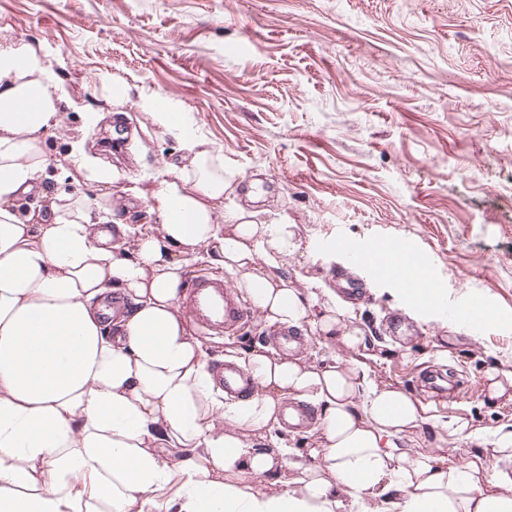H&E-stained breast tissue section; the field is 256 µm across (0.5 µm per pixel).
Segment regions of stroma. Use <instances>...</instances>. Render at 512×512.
<instances>
[{
  "mask_svg": "<svg viewBox=\"0 0 512 512\" xmlns=\"http://www.w3.org/2000/svg\"><path fill=\"white\" fill-rule=\"evenodd\" d=\"M2 40L36 49L73 101L44 137L48 186L101 196L70 158L83 129L86 152L126 174L110 188L123 221L159 224L129 187L179 145L135 103L171 101L237 174L225 211L311 242L278 275L335 293L381 379L416 394L431 368L460 394L428 416L512 422V402L488 396L490 372L512 370V0H0ZM337 238L414 244L449 305L485 306L483 329L414 309ZM349 277L365 283L353 300ZM391 313L412 334L386 335Z\"/></svg>",
  "mask_w": 512,
  "mask_h": 512,
  "instance_id": "obj_1",
  "label": "stroma"
}]
</instances>
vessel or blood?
<instances>
[{
  "mask_svg": "<svg viewBox=\"0 0 512 512\" xmlns=\"http://www.w3.org/2000/svg\"><path fill=\"white\" fill-rule=\"evenodd\" d=\"M336 248L364 267H370L380 277L395 281L400 287H410L400 265L388 264L373 251L359 250L346 239H338ZM182 304L195 322L209 334H233L251 319L245 301L220 276L198 273L191 277L189 290ZM217 379L225 393L237 396L248 389V383L236 363L225 362L217 373Z\"/></svg>",
  "mask_w": 512,
  "mask_h": 512,
  "instance_id": "1",
  "label": "vessel or blood"
}]
</instances>
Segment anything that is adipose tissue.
I'll list each match as a JSON object with an SVG mask.
<instances>
[{
    "instance_id": "obj_1",
    "label": "adipose tissue",
    "mask_w": 512,
    "mask_h": 512,
    "mask_svg": "<svg viewBox=\"0 0 512 512\" xmlns=\"http://www.w3.org/2000/svg\"><path fill=\"white\" fill-rule=\"evenodd\" d=\"M69 104L30 44L0 43V512H512V423L490 443L453 418L473 445L461 463L413 451L425 406L353 355L317 366L226 348L251 384L226 400L180 301L188 256L206 252L266 324L353 353L365 338L335 297L273 275L302 240L225 213L235 173L188 113L143 104L187 153L131 189L159 226L62 187L41 215L19 210L43 188L44 136ZM290 401L317 410L303 453L266 444Z\"/></svg>"
}]
</instances>
